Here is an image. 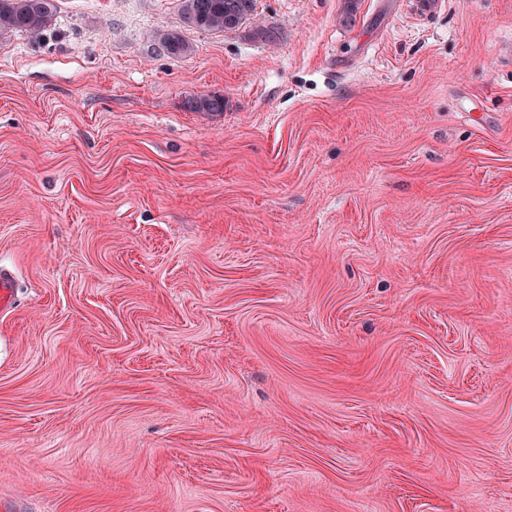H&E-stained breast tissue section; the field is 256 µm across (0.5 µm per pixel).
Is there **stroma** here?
I'll use <instances>...</instances> for the list:
<instances>
[{"mask_svg": "<svg viewBox=\"0 0 512 512\" xmlns=\"http://www.w3.org/2000/svg\"><path fill=\"white\" fill-rule=\"evenodd\" d=\"M256 12L0 39V506L512 512V0ZM153 37L159 42L163 51L170 57L185 58L192 53L190 43L177 31L157 33ZM188 112H223L224 98L220 95L191 96L183 102ZM17 291L13 274L7 268L0 267V310L7 312L16 303Z\"/></svg>", "mask_w": 512, "mask_h": 512, "instance_id": "35a3bbf8", "label": "stroma"}]
</instances>
